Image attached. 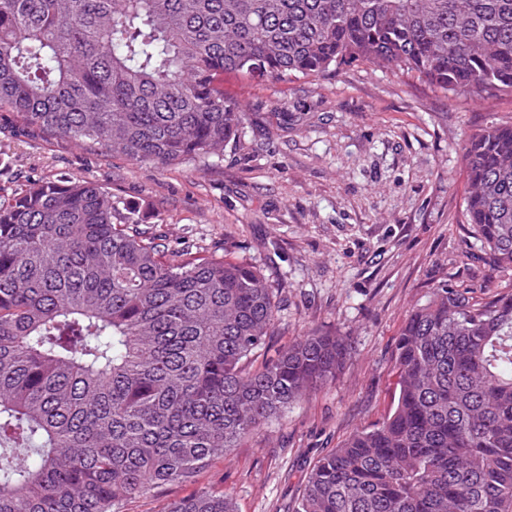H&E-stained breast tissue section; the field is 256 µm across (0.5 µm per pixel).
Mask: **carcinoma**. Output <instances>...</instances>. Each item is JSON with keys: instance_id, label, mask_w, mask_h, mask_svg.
<instances>
[{"instance_id": "1", "label": "carcinoma", "mask_w": 512, "mask_h": 512, "mask_svg": "<svg viewBox=\"0 0 512 512\" xmlns=\"http://www.w3.org/2000/svg\"><path fill=\"white\" fill-rule=\"evenodd\" d=\"M355 61L512 94V0H0V109L135 163L206 164L243 129L224 73ZM464 223L506 276L433 288L399 330L393 408L314 466L294 512H512V123L464 146ZM278 304L254 266L137 229L91 181L0 203V512H122L345 368L310 332L259 367ZM166 512H236L199 490Z\"/></svg>"}]
</instances>
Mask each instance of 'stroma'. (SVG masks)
I'll return each mask as SVG.
<instances>
[{
	"mask_svg": "<svg viewBox=\"0 0 512 512\" xmlns=\"http://www.w3.org/2000/svg\"><path fill=\"white\" fill-rule=\"evenodd\" d=\"M224 94L244 105V132L205 166L136 164L0 112L1 201L34 180L94 182L142 229L260 269L279 312L255 363L311 331L352 347L335 382L215 458L195 483L130 499L124 512H163L204 488L224 491L237 512H291L316 461L389 412L393 349L412 308L443 280L477 300L499 283L461 224L463 152L489 121L512 122V94L451 96L366 62L288 82L229 72Z\"/></svg>",
	"mask_w": 512,
	"mask_h": 512,
	"instance_id": "35a3bbf8",
	"label": "stroma"
}]
</instances>
